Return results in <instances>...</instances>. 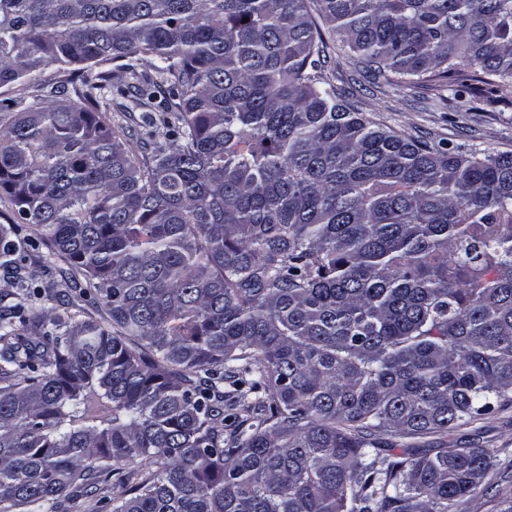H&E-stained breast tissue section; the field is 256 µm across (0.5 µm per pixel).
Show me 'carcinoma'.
Listing matches in <instances>:
<instances>
[{"mask_svg": "<svg viewBox=\"0 0 512 512\" xmlns=\"http://www.w3.org/2000/svg\"><path fill=\"white\" fill-rule=\"evenodd\" d=\"M309 1L368 72L512 88V0H0V194L107 315L0 312V512H457L494 469L412 441L512 404V152L336 99Z\"/></svg>", "mask_w": 512, "mask_h": 512, "instance_id": "1", "label": "carcinoma"}]
</instances>
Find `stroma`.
Listing matches in <instances>:
<instances>
[{"label":"stroma","instance_id":"1","mask_svg":"<svg viewBox=\"0 0 512 512\" xmlns=\"http://www.w3.org/2000/svg\"><path fill=\"white\" fill-rule=\"evenodd\" d=\"M320 29L328 56L325 79L370 121L438 148L472 147L492 154L512 151V95L488 98L480 83V65L468 66L470 88L460 94L437 80L404 84L391 75L374 78L360 73L328 24ZM68 269L50 246L39 242L27 248L20 274L29 283L59 294L70 288ZM446 443L486 448L497 461L483 491L464 498L458 512H500L512 499V405L448 439L428 437L419 440L418 446L434 451Z\"/></svg>","mask_w":512,"mask_h":512}]
</instances>
